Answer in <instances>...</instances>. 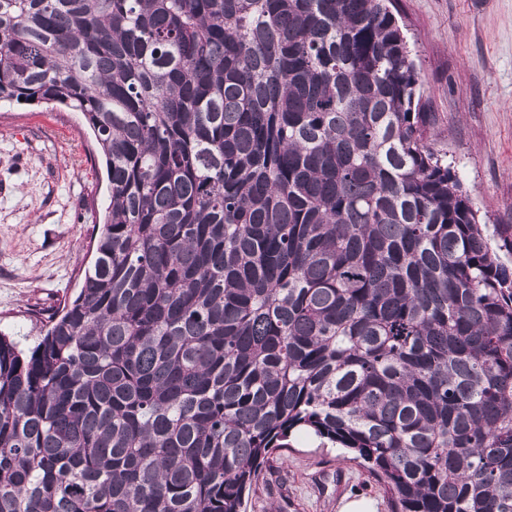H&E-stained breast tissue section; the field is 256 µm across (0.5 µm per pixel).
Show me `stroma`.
Returning <instances> with one entry per match:
<instances>
[{"label":"stroma","mask_w":512,"mask_h":512,"mask_svg":"<svg viewBox=\"0 0 512 512\" xmlns=\"http://www.w3.org/2000/svg\"><path fill=\"white\" fill-rule=\"evenodd\" d=\"M421 104L487 224H512V0H397ZM0 333L37 344L47 313L75 297L92 258L84 204L107 198L105 164L81 113L0 104ZM392 512L348 453L298 439L270 460L247 512H340L352 499Z\"/></svg>","instance_id":"1"}]
</instances>
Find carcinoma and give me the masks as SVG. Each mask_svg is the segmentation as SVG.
I'll return each mask as SVG.
<instances>
[{
	"instance_id": "carcinoma-1",
	"label": "carcinoma",
	"mask_w": 512,
	"mask_h": 512,
	"mask_svg": "<svg viewBox=\"0 0 512 512\" xmlns=\"http://www.w3.org/2000/svg\"><path fill=\"white\" fill-rule=\"evenodd\" d=\"M394 0H0V101L81 113L77 296L0 334V512H246L337 445L393 512H512V224L431 146Z\"/></svg>"
}]
</instances>
